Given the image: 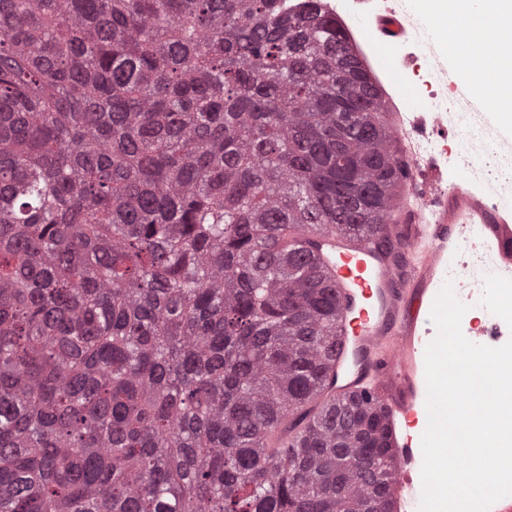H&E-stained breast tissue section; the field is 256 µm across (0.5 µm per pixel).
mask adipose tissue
I'll use <instances>...</instances> for the list:
<instances>
[{
  "instance_id": "adipose-tissue-1",
  "label": "adipose tissue",
  "mask_w": 512,
  "mask_h": 512,
  "mask_svg": "<svg viewBox=\"0 0 512 512\" xmlns=\"http://www.w3.org/2000/svg\"><path fill=\"white\" fill-rule=\"evenodd\" d=\"M410 6L421 12L427 21L448 27L446 40L436 42L434 51L441 61L453 62L468 76L461 88L465 99L475 111H482L483 101L496 99L501 111L512 110V82L500 78V62L493 57L477 58L461 51L454 31L469 26L484 30L487 36L512 27V10L500 0H409Z\"/></svg>"
}]
</instances>
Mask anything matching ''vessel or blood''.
<instances>
[{
	"label": "vessel or blood",
	"mask_w": 512,
	"mask_h": 512,
	"mask_svg": "<svg viewBox=\"0 0 512 512\" xmlns=\"http://www.w3.org/2000/svg\"><path fill=\"white\" fill-rule=\"evenodd\" d=\"M368 41L356 43V54L373 76L386 75L373 43L402 47L394 68L404 71L417 59V45L392 6L373 15ZM474 52L490 53L512 65V30H501L486 42L473 29L461 31ZM388 125L409 163L404 196L415 207L393 209L389 226L404 250L419 251L410 266L396 265L371 245L369 235L355 242L324 227L309 232L312 256L334 278L340 309L336 348L330 353L322 381L324 396L341 400L362 393L363 379L374 374L389 409L392 445L400 463L397 489L421 485L422 449L419 423L425 422V350L436 335L433 303L448 281L461 251L472 241L492 253L512 286V210L493 204L484 188L452 179L441 160L427 153L431 136L447 137L448 125L437 112L387 104Z\"/></svg>",
	"instance_id": "obj_1"
}]
</instances>
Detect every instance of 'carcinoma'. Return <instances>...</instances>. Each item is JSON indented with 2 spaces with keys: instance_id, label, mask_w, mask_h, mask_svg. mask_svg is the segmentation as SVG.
Returning a JSON list of instances; mask_svg holds the SVG:
<instances>
[{
  "instance_id": "1",
  "label": "carcinoma",
  "mask_w": 512,
  "mask_h": 512,
  "mask_svg": "<svg viewBox=\"0 0 512 512\" xmlns=\"http://www.w3.org/2000/svg\"><path fill=\"white\" fill-rule=\"evenodd\" d=\"M384 112L319 0H0V512H393L289 242L405 261Z\"/></svg>"
}]
</instances>
